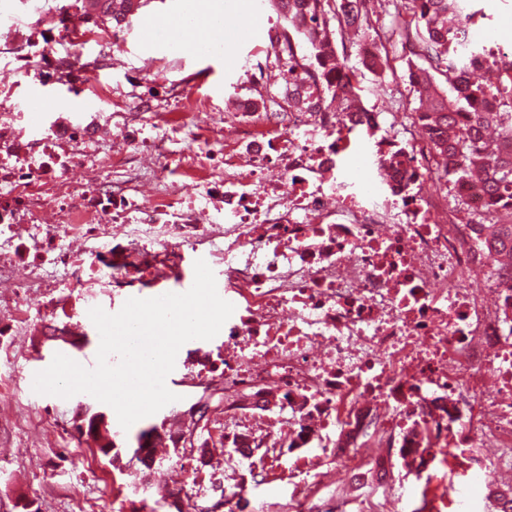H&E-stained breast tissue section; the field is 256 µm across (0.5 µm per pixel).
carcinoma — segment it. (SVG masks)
Segmentation results:
<instances>
[{
	"label": "carcinoma",
	"mask_w": 512,
	"mask_h": 512,
	"mask_svg": "<svg viewBox=\"0 0 512 512\" xmlns=\"http://www.w3.org/2000/svg\"><path fill=\"white\" fill-rule=\"evenodd\" d=\"M278 18L284 43L275 62L294 72L297 61L294 49L306 44L303 72L295 75L291 88L283 92L285 99L312 112H343L348 99L361 91L360 81L331 82L326 76L349 68L347 57L336 51L335 35L340 27L353 29L359 37L371 30L366 0H271ZM104 12L116 24L125 22L139 9V0H98ZM405 13L397 18L384 35L381 55L369 67L377 73L389 67L388 45L393 38L411 44L419 63L412 65V92L419 101L413 109L414 121L428 137L430 150L439 159L440 178L446 184H459L479 179L487 197L489 215L512 210V61L493 59V47L459 38L458 31L448 26L453 17L459 26L470 29L476 13L469 12L463 0H403ZM490 66L498 72L492 84L470 80L472 69ZM488 244L498 258L512 264V223L486 224ZM224 402V396L201 395L195 417L199 425L183 429L176 423L151 426L138 437L135 455L146 467L154 464L152 448L147 441L168 438L174 454L190 447L196 450V461L203 464L211 446L197 434L208 426L213 403ZM81 436L99 438L98 451L112 456V441L105 416L94 413L76 426ZM231 448L244 456L259 448L257 438L249 433L234 436ZM490 498L497 512H512V491L493 490Z\"/></svg>",
	"instance_id": "cac0c4a2"
}]
</instances>
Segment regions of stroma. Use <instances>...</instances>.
I'll list each match as a JSON object with an SVG mask.
<instances>
[{
    "instance_id": "35a3bbf8",
    "label": "stroma",
    "mask_w": 512,
    "mask_h": 512,
    "mask_svg": "<svg viewBox=\"0 0 512 512\" xmlns=\"http://www.w3.org/2000/svg\"><path fill=\"white\" fill-rule=\"evenodd\" d=\"M236 0H224L226 37L219 52L172 56L166 39H145L153 17L178 10L181 0H145L128 23L89 10L87 0H0L14 18L0 28V428L27 415L26 428L0 440V512H172L169 491L215 501L213 476L226 485L248 476L249 512L259 503L299 492L311 463L341 480L332 455L308 449L255 451L244 458L217 453L209 465L159 453L153 469L133 458L140 431L182 420L218 373L202 370L204 356L224 349L223 336L192 340L179 350L166 385L179 399L122 429L115 411L93 396L64 399L34 392L33 373L64 354L94 368L99 333L88 316L101 307L120 311L129 298L183 293L194 263L210 242L170 253L155 227L180 232L174 212L191 213L201 227L224 213V105L258 101L284 90L288 71L261 66L257 56L277 15L264 5L260 19H239ZM483 17L482 37L512 42V0H473ZM256 28L248 41L233 31ZM106 34L100 44L73 43V29ZM406 64L395 58L385 76L366 74L362 102L381 112H409L413 99L396 85ZM41 103L42 124L32 129L25 104ZM139 270L114 278L117 266ZM67 327L77 345L47 340L49 326ZM104 414L117 461L103 457L76 430L84 412ZM388 486L412 504L432 501L435 512H456L457 493L483 498L469 471L437 456L426 472L390 470Z\"/></svg>"
}]
</instances>
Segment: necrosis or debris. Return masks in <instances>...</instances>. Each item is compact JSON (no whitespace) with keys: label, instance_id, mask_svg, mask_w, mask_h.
<instances>
[{"label":"necrosis or debris","instance_id":"4bbe7bcc","mask_svg":"<svg viewBox=\"0 0 512 512\" xmlns=\"http://www.w3.org/2000/svg\"><path fill=\"white\" fill-rule=\"evenodd\" d=\"M224 385L251 404L225 411L252 430L258 404L277 389L287 439L266 447H320L324 432L369 426L379 456L337 450L351 482L315 497L323 472L260 512H408L402 493L381 492L379 462L409 461L421 436L452 429L472 449L474 483L512 472V270L500 267L476 218L481 181L460 186L470 218L431 177L433 156L413 123L399 134L380 115L249 106L224 115ZM378 134L373 162L352 167L354 135ZM404 148L409 166L384 159ZM409 192H402V185ZM485 272L474 286L476 272Z\"/></svg>","mask_w":512,"mask_h":512}]
</instances>
